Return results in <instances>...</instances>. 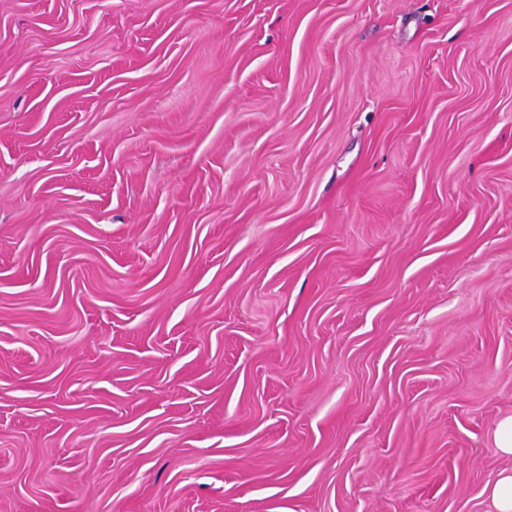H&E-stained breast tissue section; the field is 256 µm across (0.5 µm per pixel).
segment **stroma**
<instances>
[{"label":"stroma","mask_w":512,"mask_h":512,"mask_svg":"<svg viewBox=\"0 0 512 512\" xmlns=\"http://www.w3.org/2000/svg\"><path fill=\"white\" fill-rule=\"evenodd\" d=\"M512 0H0V512H495Z\"/></svg>","instance_id":"obj_1"}]
</instances>
